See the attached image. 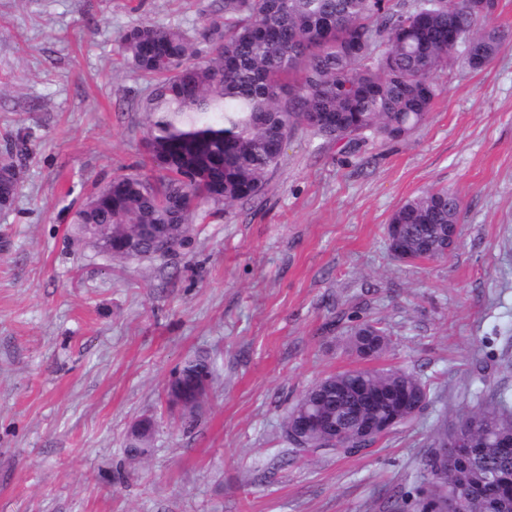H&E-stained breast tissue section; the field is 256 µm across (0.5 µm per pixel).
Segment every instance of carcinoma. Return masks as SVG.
Wrapping results in <instances>:
<instances>
[{
	"instance_id": "obj_1",
	"label": "carcinoma",
	"mask_w": 512,
	"mask_h": 512,
	"mask_svg": "<svg viewBox=\"0 0 512 512\" xmlns=\"http://www.w3.org/2000/svg\"><path fill=\"white\" fill-rule=\"evenodd\" d=\"M224 0L191 35L177 26L141 22L121 38L120 51L132 69L150 81L142 101L147 114L146 143L151 172L115 175L78 206L72 232L80 239L97 225L108 241L133 240L138 253L152 243L138 239L142 224L175 241L190 240L191 218L200 207L217 217L224 208L260 196L281 163V146L300 127L328 142L358 149L370 139L396 142L427 119L440 87L437 73L453 70L457 47L470 39L482 53L471 70L490 67L512 46V31L488 25L497 0ZM0 169V200L11 206L17 195L14 150ZM461 201L447 189H432L400 204L390 223L402 225L413 244L414 260H442L436 230L458 223ZM389 340L377 322L365 321L349 333V347ZM203 358L187 361L169 391L193 394ZM411 391L425 384L396 369L353 368L328 376L297 401L321 415H346L356 404L351 383ZM469 448H450L448 468L439 450L448 429L437 431L436 450L425 471L447 484H465L467 512H490L480 475L497 476V488L512 512V448L490 447V436L512 432L509 398L498 391L461 414ZM152 422L127 437L126 452L145 453ZM416 512H445L433 489L418 491Z\"/></svg>"
}]
</instances>
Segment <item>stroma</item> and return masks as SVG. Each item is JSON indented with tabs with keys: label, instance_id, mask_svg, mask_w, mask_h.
<instances>
[{
	"label": "stroma",
	"instance_id": "35a3bbf8",
	"mask_svg": "<svg viewBox=\"0 0 512 512\" xmlns=\"http://www.w3.org/2000/svg\"><path fill=\"white\" fill-rule=\"evenodd\" d=\"M222 0H0V147L21 141L0 211V512H385L426 488L438 428L481 386L512 397V49L443 91L408 140L358 151L297 131L261 196L196 221L188 248L115 259L71 234L78 204L147 161V83L121 35L195 31ZM433 186L462 201L456 249L405 263L385 227ZM429 403L366 454L301 457L283 424L317 381L361 366L353 316ZM213 372L194 416L167 387ZM488 367L479 382L475 365ZM148 417L145 454L125 452ZM348 336L350 348L365 343L371 338L386 340L388 345L390 341L386 330L378 322L372 321H365L359 324L351 330ZM200 368L206 369L211 377V367L206 359L196 358L189 360L178 371L176 378L170 382L169 395L174 391L180 392L187 397L191 396L193 394V376Z\"/></svg>",
	"mask_w": 512,
	"mask_h": 512
}]
</instances>
